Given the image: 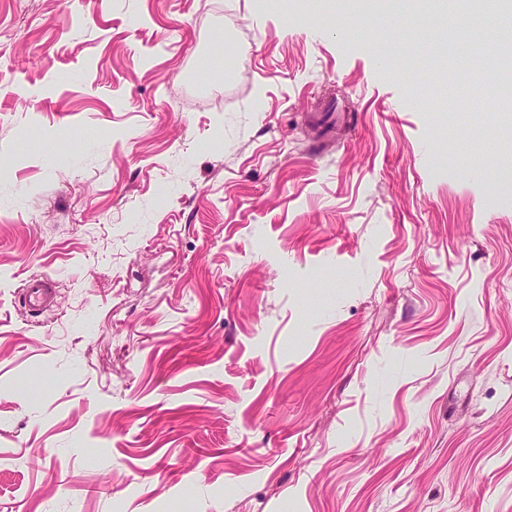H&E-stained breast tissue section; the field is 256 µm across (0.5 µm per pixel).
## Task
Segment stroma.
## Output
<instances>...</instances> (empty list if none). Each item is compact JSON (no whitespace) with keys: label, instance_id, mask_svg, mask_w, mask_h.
<instances>
[{"label":"stroma","instance_id":"obj_1","mask_svg":"<svg viewBox=\"0 0 512 512\" xmlns=\"http://www.w3.org/2000/svg\"><path fill=\"white\" fill-rule=\"evenodd\" d=\"M428 9L0 0V512H512V129ZM54 282L44 275H31L21 287L25 308L32 313H42L53 302Z\"/></svg>","mask_w":512,"mask_h":512}]
</instances>
